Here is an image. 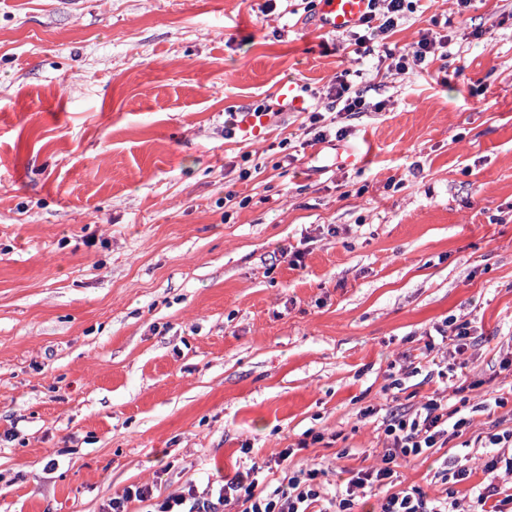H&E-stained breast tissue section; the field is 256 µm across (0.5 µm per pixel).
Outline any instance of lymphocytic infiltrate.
<instances>
[{
  "label": "lymphocytic infiltrate",
  "instance_id": "obj_1",
  "mask_svg": "<svg viewBox=\"0 0 512 512\" xmlns=\"http://www.w3.org/2000/svg\"><path fill=\"white\" fill-rule=\"evenodd\" d=\"M415 7L416 0H371L367 15L352 34L355 48L365 50L371 43L386 40ZM466 424L463 418L449 420L440 400L430 397L415 413L395 414L385 421V466L361 470L341 480L330 499L321 497L320 480L325 470L302 469L269 488L264 484V464L254 461L232 479L208 485L205 497H198L191 488L156 501V512H217L218 507L230 504L240 505L241 512H311L315 507L321 512H353L358 493L388 485L396 459L416 457L446 444L449 433H461ZM488 441L498 454L484 464L488 484L476 496L475 512H512V493L501 494L496 484L499 474H512V429L491 434ZM380 512H459V504L427 498L419 487L411 486L386 495Z\"/></svg>",
  "mask_w": 512,
  "mask_h": 512
}]
</instances>
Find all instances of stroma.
Returning a JSON list of instances; mask_svg holds the SVG:
<instances>
[{
	"label": "stroma",
	"instance_id": "35a3bbf8",
	"mask_svg": "<svg viewBox=\"0 0 512 512\" xmlns=\"http://www.w3.org/2000/svg\"><path fill=\"white\" fill-rule=\"evenodd\" d=\"M456 8L418 0L360 56L306 0H0V512L201 490L247 447L277 482L356 472L432 394L468 424L394 481L468 512L512 429V0L427 68L386 57ZM346 70L367 111H340ZM450 318L468 346L428 365ZM241 120L232 127L233 135L238 134L243 139L256 137L265 124V116L257 112H240ZM154 498L152 486H131L127 488L121 496L113 497L109 503L106 504L104 512H129L130 503L134 501H152Z\"/></svg>",
	"mask_w": 512,
	"mask_h": 512
}]
</instances>
